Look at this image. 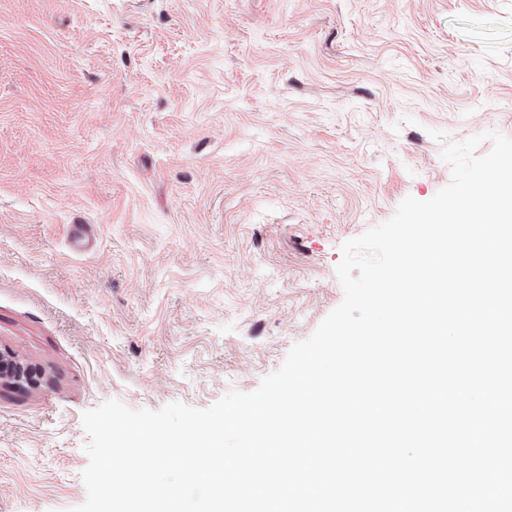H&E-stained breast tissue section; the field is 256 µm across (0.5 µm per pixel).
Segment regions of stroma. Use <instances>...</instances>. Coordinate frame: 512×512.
Returning a JSON list of instances; mask_svg holds the SVG:
<instances>
[{
  "mask_svg": "<svg viewBox=\"0 0 512 512\" xmlns=\"http://www.w3.org/2000/svg\"><path fill=\"white\" fill-rule=\"evenodd\" d=\"M435 130L512 137V0H0V512L85 502L104 401L256 390Z\"/></svg>",
  "mask_w": 512,
  "mask_h": 512,
  "instance_id": "stroma-1",
  "label": "stroma"
}]
</instances>
